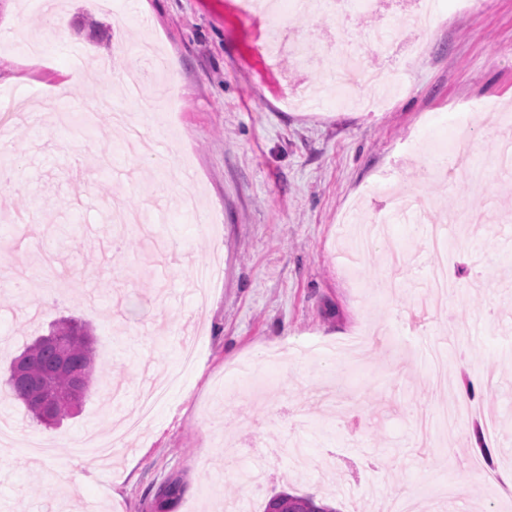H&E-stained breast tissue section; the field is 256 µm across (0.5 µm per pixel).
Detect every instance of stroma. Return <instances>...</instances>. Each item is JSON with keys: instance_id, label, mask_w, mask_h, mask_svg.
Here are the masks:
<instances>
[{"instance_id": "stroma-1", "label": "stroma", "mask_w": 512, "mask_h": 512, "mask_svg": "<svg viewBox=\"0 0 512 512\" xmlns=\"http://www.w3.org/2000/svg\"><path fill=\"white\" fill-rule=\"evenodd\" d=\"M31 0H0V109L11 99L39 125L10 115L0 167V265L25 276L0 285V377L51 324L89 328L110 395L87 396L60 425L33 422L0 392L16 450L0 451V512H158L157 492L179 480L167 512H264L286 490L337 512H373L391 493L432 499L436 512H512V169L483 191L436 172L440 149L475 162L512 140V0H441L428 31L408 22L417 0H373L336 25L311 16L246 13L240 0H64L66 37H43ZM402 45L369 51L382 29ZM303 38L308 65L290 43ZM177 65L174 106L145 127L155 151L125 150L111 112H79L147 66L140 39ZM366 46L363 62L409 71L387 106L363 112L327 95L331 42ZM110 72L69 79L68 47ZM422 45L420 57H405ZM471 113L469 124L453 115ZM411 189L426 210L393 218L354 270L337 260L352 213L369 222L390 194ZM145 210L116 224L114 201ZM455 290L440 314L422 306L445 216ZM42 226L29 240L16 214ZM221 263L207 300L186 285L192 266ZM200 360L181 370L183 343ZM180 371L145 430L112 465L75 466L71 442L109 435L138 416L150 382ZM472 383L475 413L423 445L420 417L436 421ZM489 448L493 462L481 461ZM262 475L243 485L240 463ZM459 488L438 498V482Z\"/></svg>"}]
</instances>
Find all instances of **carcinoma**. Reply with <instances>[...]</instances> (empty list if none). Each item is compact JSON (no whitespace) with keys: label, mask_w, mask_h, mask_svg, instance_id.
Listing matches in <instances>:
<instances>
[{"label":"carcinoma","mask_w":512,"mask_h":512,"mask_svg":"<svg viewBox=\"0 0 512 512\" xmlns=\"http://www.w3.org/2000/svg\"><path fill=\"white\" fill-rule=\"evenodd\" d=\"M96 354L89 332L75 321L54 326L14 357L4 381L8 394L21 402L28 414L42 425H55L74 414L60 397L54 413L47 416L42 408L48 390L66 393L78 381L89 393L94 388ZM264 512H336L327 503L312 496L280 492L267 501Z\"/></svg>","instance_id":"obj_1"}]
</instances>
